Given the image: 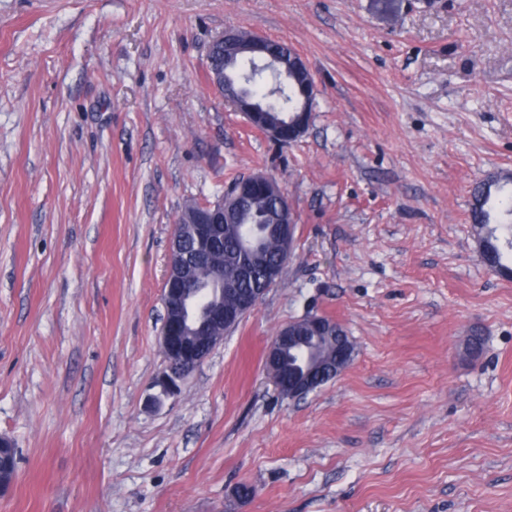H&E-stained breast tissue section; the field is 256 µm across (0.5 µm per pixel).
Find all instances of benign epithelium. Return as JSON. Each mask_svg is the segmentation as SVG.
Returning a JSON list of instances; mask_svg holds the SVG:
<instances>
[{
    "label": "benign epithelium",
    "mask_w": 512,
    "mask_h": 512,
    "mask_svg": "<svg viewBox=\"0 0 512 512\" xmlns=\"http://www.w3.org/2000/svg\"><path fill=\"white\" fill-rule=\"evenodd\" d=\"M249 55L254 57L260 67L291 77L297 85L305 105L291 118L279 122L267 119L266 109L240 90V83L233 85L225 81L218 70L210 74V86L213 90L224 89V100L231 103L236 111L242 113L247 122L272 140L288 144L302 137L308 130L312 119V105L316 96L314 76L300 53L292 48L285 49L275 41L251 34L247 37ZM273 178L263 172H252L238 179L236 184L225 189L224 197L203 204L200 209H191L183 217L184 228L173 236L163 284L162 301L164 321L159 343L166 363L165 371L158 379L161 395L175 394L185 378V371L199 367L222 337H212L213 329L219 327L233 330L250 312L263 301L267 291L241 292L236 308H224V281H217L213 294L215 301L198 316L188 293L192 281L193 264L186 243L193 244V252L204 256L212 249L224 229V225L236 220V210L242 199L261 195L271 187ZM279 224L275 225L274 238L279 247L280 257H292L296 241V219L294 210L285 191L279 192L277 202ZM258 261V253L251 251L239 257V277L246 280L253 275V266ZM290 325L280 327L269 343L264 367L276 389L287 392L291 399L302 398L318 388L319 380L325 370L318 366L313 356H306L299 367L288 368L283 364L282 353L294 346ZM354 352L347 337H336V363L350 365ZM14 443L0 435V492L8 489L11 481L5 475L16 471Z\"/></svg>",
    "instance_id": "benign-epithelium-1"
}]
</instances>
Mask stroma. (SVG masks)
<instances>
[{
	"label": "stroma",
	"mask_w": 512,
	"mask_h": 512,
	"mask_svg": "<svg viewBox=\"0 0 512 512\" xmlns=\"http://www.w3.org/2000/svg\"><path fill=\"white\" fill-rule=\"evenodd\" d=\"M227 29L309 65L297 141L211 90ZM256 171L295 256L153 403L174 222ZM486 180L512 181V0H0V512H512V278L469 221ZM316 313L355 359L285 398L265 350ZM13 448V441L8 436L0 435V492L8 489L13 483L11 482L13 477H15L16 456L13 454ZM8 472H11L12 477L5 481V475Z\"/></svg>",
	"instance_id": "obj_1"
}]
</instances>
